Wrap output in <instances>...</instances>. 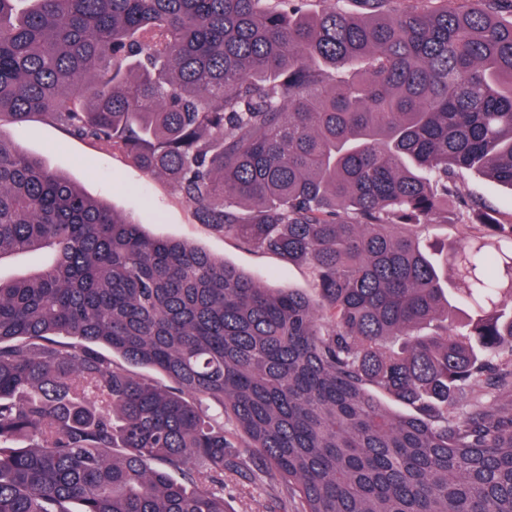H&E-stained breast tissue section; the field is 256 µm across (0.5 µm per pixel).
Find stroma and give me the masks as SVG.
Instances as JSON below:
<instances>
[{"label": "stroma", "instance_id": "35a3bbf8", "mask_svg": "<svg viewBox=\"0 0 512 512\" xmlns=\"http://www.w3.org/2000/svg\"><path fill=\"white\" fill-rule=\"evenodd\" d=\"M0 131L80 183L89 195L104 198L117 212L143 224L151 235L201 248L263 287L314 294L307 267L260 252L233 235L200 223L193 205L164 178L146 175L123 153L97 141L73 138L39 115L23 123L0 121ZM464 185L469 196L485 202L502 221L512 220V188L476 173L465 174ZM276 491L268 479L228 474L224 477V508L226 512H270Z\"/></svg>", "mask_w": 512, "mask_h": 512}]
</instances>
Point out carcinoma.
Returning a JSON list of instances; mask_svg holds the SVG:
<instances>
[{"instance_id":"carcinoma-1","label":"carcinoma","mask_w":512,"mask_h":512,"mask_svg":"<svg viewBox=\"0 0 512 512\" xmlns=\"http://www.w3.org/2000/svg\"><path fill=\"white\" fill-rule=\"evenodd\" d=\"M300 2L0 0V118L123 151L316 288L151 236L0 133V261L50 254L0 278V512H224L245 470L298 512H512V221L467 200L480 234L419 237L465 172L512 187V0ZM457 236V231L452 226L435 225L421 237L422 245L428 251L446 250L448 243ZM49 259L46 252H32L11 256L1 261L0 276L11 279L29 274L41 268Z\"/></svg>"}]
</instances>
